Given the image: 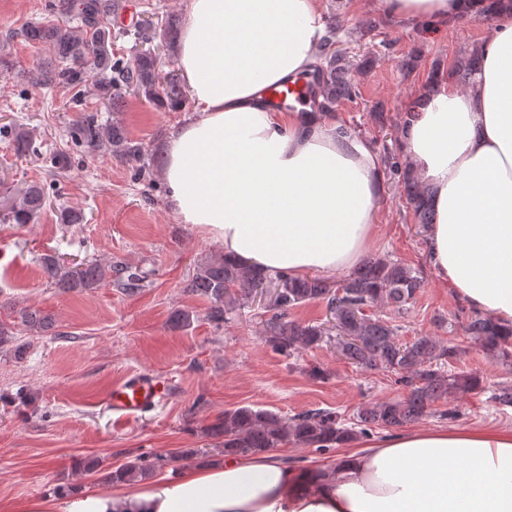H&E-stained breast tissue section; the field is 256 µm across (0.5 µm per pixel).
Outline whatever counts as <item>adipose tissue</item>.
<instances>
[{
	"label": "adipose tissue",
	"mask_w": 512,
	"mask_h": 512,
	"mask_svg": "<svg viewBox=\"0 0 512 512\" xmlns=\"http://www.w3.org/2000/svg\"><path fill=\"white\" fill-rule=\"evenodd\" d=\"M434 30L484 0H373ZM321 0H186L177 68L193 116L166 143L167 203L227 258L267 275L333 276L369 251L377 155L324 112H278L269 89L311 73ZM472 83L417 94L399 137L432 191L429 266L461 302L512 326V0H501ZM0 512H512V427L423 426L367 436L335 468L231 455L147 484L0 506Z\"/></svg>",
	"instance_id": "1"
}]
</instances>
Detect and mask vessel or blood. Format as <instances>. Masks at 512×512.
<instances>
[{"label": "vessel or blood", "instance_id": "1", "mask_svg": "<svg viewBox=\"0 0 512 512\" xmlns=\"http://www.w3.org/2000/svg\"><path fill=\"white\" fill-rule=\"evenodd\" d=\"M318 77H310L306 82H290L284 89L271 90L269 98L273 102H284L289 97H297L299 104H313L318 85ZM167 394V386L156 375L149 372L127 374L120 383L114 385L106 398L113 417L127 421L143 415L155 407Z\"/></svg>", "mask_w": 512, "mask_h": 512}]
</instances>
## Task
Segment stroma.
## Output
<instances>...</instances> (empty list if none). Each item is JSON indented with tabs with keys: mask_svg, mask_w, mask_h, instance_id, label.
<instances>
[{
	"mask_svg": "<svg viewBox=\"0 0 512 512\" xmlns=\"http://www.w3.org/2000/svg\"><path fill=\"white\" fill-rule=\"evenodd\" d=\"M55 2L0 0V33L54 19ZM322 4L326 20L336 23V48L351 61L357 86L356 97L332 111L380 157L398 152L406 105L428 84L432 69L448 73L459 49L480 44L487 27L471 20L428 31L377 14L367 0ZM0 56L10 62L0 74V126L9 129L0 136V203L33 182L43 183L50 197L35 223H0V325L14 333L13 342L0 347V501L52 497L60 487L109 490L107 473L140 454L194 449L189 460L161 469L164 477L220 457L206 429L240 406L285 417L321 409L350 420L367 401L398 396L390 373L341 357L335 334L291 357L273 350L263 334V294L241 301L224 322H211L209 301L190 293L187 284L198 263L222 247L169 210L162 166L141 173L108 155H78L69 171L50 172L45 152L71 148L65 135L76 116L71 93L34 83L52 63L42 47L8 42L0 45ZM192 107L188 101L172 111L130 94L116 118L145 155H161L168 130ZM20 132L32 135L37 153L16 152ZM65 209L82 211L83 223L61 224ZM375 220L370 256L414 268L424 286L407 313L378 304L371 314L397 326L400 341L427 334L457 345L450 370L484 380L481 391L449 398L445 408L455 418L431 414L423 424L512 425V406L492 398L500 384H512V366L466 336L470 309L432 274L425 238L396 177L384 179ZM44 254L131 265L146 273L145 286L133 295L110 282L63 293L41 271ZM26 309L51 316L52 334L27 331L21 320ZM179 311L190 313V326L173 325ZM316 368L324 378L313 377ZM137 371L165 380L171 393L141 417L118 422L103 399L114 382ZM89 458L99 460L97 471L79 470L78 462Z\"/></svg>",
	"mask_w": 512,
	"mask_h": 512,
	"instance_id": "35a3bbf8",
	"label": "stroma"
}]
</instances>
